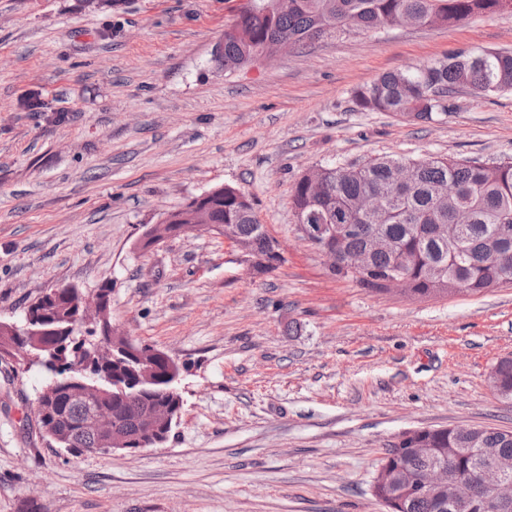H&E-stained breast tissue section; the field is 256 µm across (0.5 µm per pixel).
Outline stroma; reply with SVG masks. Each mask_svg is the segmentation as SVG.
Masks as SVG:
<instances>
[{"label": "stroma", "instance_id": "stroma-1", "mask_svg": "<svg viewBox=\"0 0 512 512\" xmlns=\"http://www.w3.org/2000/svg\"><path fill=\"white\" fill-rule=\"evenodd\" d=\"M238 4L0 0V320L111 285L113 326L176 359L184 400L165 444L73 456L37 429L42 369L0 359V512H386L372 483L400 432L512 431L488 383L512 357V283L374 292L330 272L290 197L310 169L377 156L512 159V92L463 91L427 123L353 101L388 71L512 51V12L335 34L229 72L212 48ZM221 185L279 242L274 270L215 231L140 247Z\"/></svg>", "mask_w": 512, "mask_h": 512}]
</instances>
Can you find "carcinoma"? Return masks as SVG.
Here are the masks:
<instances>
[{"mask_svg": "<svg viewBox=\"0 0 512 512\" xmlns=\"http://www.w3.org/2000/svg\"><path fill=\"white\" fill-rule=\"evenodd\" d=\"M270 0H241L231 24L224 27V52L217 62L235 70L253 62L257 49L284 40L296 46L340 32H370L393 24L450 25L474 16L512 11V0H288L261 17L258 11ZM460 89L476 95L512 91V52H459L444 60L414 69H396L370 84L358 87L353 100L364 112L410 113L417 121H432L448 112L449 102ZM404 164L415 167L408 185L397 183ZM370 195L379 202L372 215L353 212L351 202ZM294 212L310 216L312 224H347L350 230L336 238V252L342 256L369 249L372 239L390 243L391 248L370 255V271L356 278L361 286L377 292L386 288L389 272L401 270L410 284V296L425 298L464 293L479 295L498 287L502 267L493 263L498 254L512 264V161L492 165L454 157L409 160L395 156L320 167L302 176L291 189ZM192 204L215 224L230 226L232 235L247 240L254 251L267 257L257 269L268 272L284 258L271 255L276 239L257 222L253 205L240 189L226 185L209 195L195 197ZM464 213L468 223L455 238L442 239L437 225L455 223ZM71 301L55 291L32 304L25 318L61 322L71 314ZM98 325L81 329L77 325L63 336L54 337L58 355L40 361L48 372L47 383H62L75 364H86L87 374L107 392V402L120 429L137 433L136 416L148 406L163 404L181 414L183 396L173 391L137 392L134 380L139 361L128 352L134 343L123 335L110 342L116 363L101 366L93 354L101 340ZM490 383L498 397L512 400V358L504 357L494 366ZM93 406L82 400L60 398L52 407L50 421L66 435L63 448L81 454L83 448L101 447V439L83 426ZM426 446L434 449L427 460L389 447L383 460L392 465L389 477L373 484L378 500L391 501V512H468L448 507L438 509L439 495L413 490L417 472L429 463L464 465L476 469L482 453L491 450L497 461L512 474V432L490 428L456 431L450 428L421 432Z\"/></svg>", "mask_w": 512, "mask_h": 512, "instance_id": "1", "label": "carcinoma"}]
</instances>
